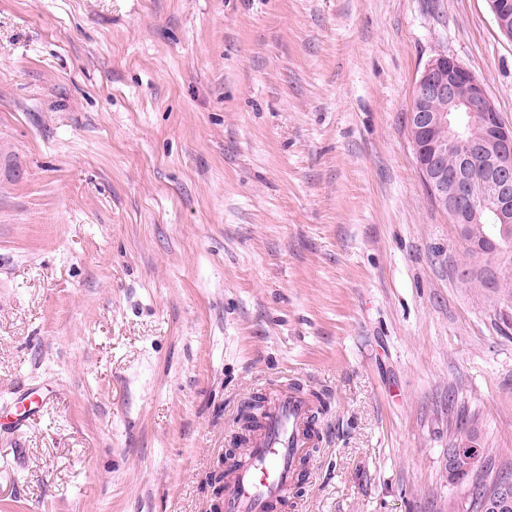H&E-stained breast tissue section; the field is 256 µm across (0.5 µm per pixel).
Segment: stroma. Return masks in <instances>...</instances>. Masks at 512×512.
Here are the masks:
<instances>
[{
  "mask_svg": "<svg viewBox=\"0 0 512 512\" xmlns=\"http://www.w3.org/2000/svg\"><path fill=\"white\" fill-rule=\"evenodd\" d=\"M456 58L512 124L488 0H0V512H224L244 403L325 394L289 512H467L512 468V309L419 178ZM466 447H468L467 435L462 434L459 437V440L456 441L451 448H448V465L451 469V472L448 469V481L450 482L472 483V475L465 471H457L471 470L474 466V461L470 458V453L464 451V448Z\"/></svg>",
  "mask_w": 512,
  "mask_h": 512,
  "instance_id": "1",
  "label": "stroma"
}]
</instances>
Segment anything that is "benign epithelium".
<instances>
[{
	"label": "benign epithelium",
	"mask_w": 512,
	"mask_h": 512,
	"mask_svg": "<svg viewBox=\"0 0 512 512\" xmlns=\"http://www.w3.org/2000/svg\"><path fill=\"white\" fill-rule=\"evenodd\" d=\"M498 31L512 41V0H488ZM407 130L417 172L434 205L448 214L458 239L470 243L477 262L495 252L481 247L483 224L512 237V124L503 121L482 81L457 59L432 58L414 84ZM458 160L448 165V153ZM467 435L448 449L451 471L474 461Z\"/></svg>",
	"instance_id": "1"
}]
</instances>
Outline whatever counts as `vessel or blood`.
Segmentation results:
<instances>
[{
	"mask_svg": "<svg viewBox=\"0 0 512 512\" xmlns=\"http://www.w3.org/2000/svg\"><path fill=\"white\" fill-rule=\"evenodd\" d=\"M316 411L315 399L292 384L270 389L261 429L224 475V512H281L299 462L317 445Z\"/></svg>",
	"mask_w": 512,
	"mask_h": 512,
	"instance_id": "vessel-or-blood-1",
	"label": "vessel or blood"
}]
</instances>
